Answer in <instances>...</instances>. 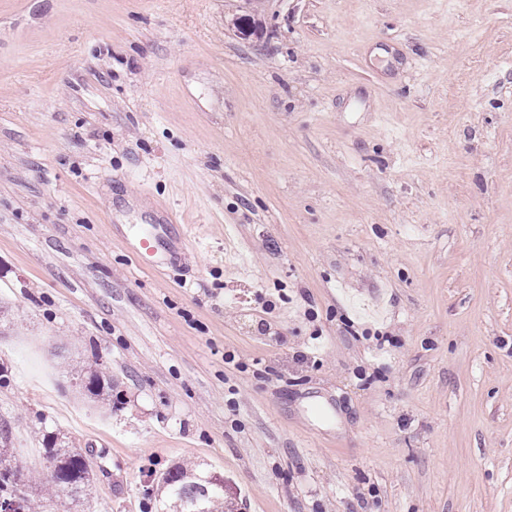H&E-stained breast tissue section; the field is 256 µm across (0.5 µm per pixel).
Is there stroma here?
<instances>
[{
    "label": "stroma",
    "mask_w": 512,
    "mask_h": 512,
    "mask_svg": "<svg viewBox=\"0 0 512 512\" xmlns=\"http://www.w3.org/2000/svg\"><path fill=\"white\" fill-rule=\"evenodd\" d=\"M1 417L52 512H512V0H0ZM59 435V433L49 432L44 436V456L47 462L50 457L52 464L56 465L59 470L69 472L71 474L70 483L73 485L69 491H66L60 484L50 481L52 490L49 501L52 502L56 497L59 499L69 497L72 502L78 503L93 482L92 462L81 448H70L73 446L66 444ZM210 478H215L216 483ZM158 484L166 493L161 512H224V474L199 470L197 467L175 466L158 476Z\"/></svg>",
    "instance_id": "1"
}]
</instances>
